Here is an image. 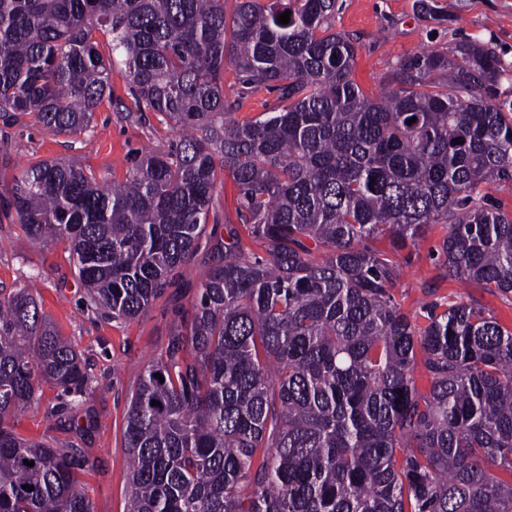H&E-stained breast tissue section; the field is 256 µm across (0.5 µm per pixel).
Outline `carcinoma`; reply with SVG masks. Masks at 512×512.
Segmentation results:
<instances>
[{
  "instance_id": "obj_1",
  "label": "carcinoma",
  "mask_w": 512,
  "mask_h": 512,
  "mask_svg": "<svg viewBox=\"0 0 512 512\" xmlns=\"http://www.w3.org/2000/svg\"><path fill=\"white\" fill-rule=\"evenodd\" d=\"M226 2L0 0L1 124L86 131L120 63L137 111L180 130L123 182L39 161L0 191L27 238L69 241L94 308L133 320L171 284L207 224L217 160L267 246L255 256L228 232L191 319L141 373L127 512H512V330L461 299L425 304L417 325L393 298L398 262L369 244L446 224L444 276L512 293V210L489 196L512 188L507 67L461 41L399 62L370 98L336 0H235L230 31ZM226 63L278 104L231 120ZM34 290L0 295V512H94L77 480L94 463L8 423L44 384L89 389Z\"/></svg>"
}]
</instances>
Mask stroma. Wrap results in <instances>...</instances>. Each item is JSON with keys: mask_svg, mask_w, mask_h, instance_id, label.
Returning <instances> with one entry per match:
<instances>
[{"mask_svg": "<svg viewBox=\"0 0 512 512\" xmlns=\"http://www.w3.org/2000/svg\"><path fill=\"white\" fill-rule=\"evenodd\" d=\"M338 0L335 28L356 41L352 77L371 97L384 90L398 61L423 51L447 52L463 40L490 48L512 68V0ZM112 97L94 114L83 133L53 134L32 118L0 125V190L13 174L39 160L61 161L116 181L127 174L130 155L164 152L177 136L163 116L133 111L129 80L123 65L111 74ZM224 95L233 102V117L243 123L259 118L277 103L273 91L243 92L232 67L224 69ZM241 194L231 174L217 169L206 234L172 284L133 320H112L89 302L75 276L68 241L31 243L20 227L0 216V289L35 281L44 316L81 353L91 391L83 409H72L61 389L43 386L36 401L17 412L10 426L22 438L50 443L71 442L83 448L93 469L80 472L95 512H126L129 463L124 430L127 397L141 372L167 346L180 318L189 316L202 281L218 254L215 246L229 230H242ZM443 224L430 225L418 245L395 254L401 276L393 294L403 311L422 322L426 302L475 299L499 323L512 329V293L501 295L444 278L433 251L447 234ZM96 424L86 428L87 416Z\"/></svg>", "mask_w": 512, "mask_h": 512, "instance_id": "35a3bbf8", "label": "stroma"}]
</instances>
